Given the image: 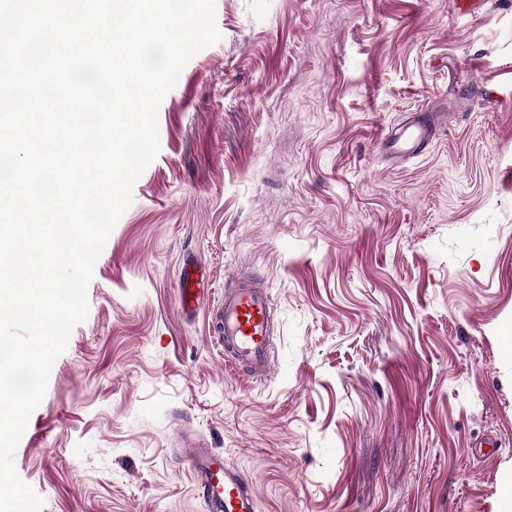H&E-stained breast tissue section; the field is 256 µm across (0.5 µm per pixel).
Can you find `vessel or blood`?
Returning a JSON list of instances; mask_svg holds the SVG:
<instances>
[{"label":"vessel or blood","instance_id":"vessel-or-blood-1","mask_svg":"<svg viewBox=\"0 0 512 512\" xmlns=\"http://www.w3.org/2000/svg\"><path fill=\"white\" fill-rule=\"evenodd\" d=\"M446 118L443 112L411 113L401 125L384 132L380 144L395 162L420 154ZM202 279L198 266L188 265L182 270L184 307L196 306ZM271 314L266 286L252 279L225 288L212 316L214 332L231 361L257 381L270 377L274 369ZM184 455L203 491L206 512H254L253 493L241 471L227 465L220 454L189 439L184 442Z\"/></svg>","mask_w":512,"mask_h":512}]
</instances>
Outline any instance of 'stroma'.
<instances>
[{
    "instance_id": "35a3bbf8",
    "label": "stroma",
    "mask_w": 512,
    "mask_h": 512,
    "mask_svg": "<svg viewBox=\"0 0 512 512\" xmlns=\"http://www.w3.org/2000/svg\"><path fill=\"white\" fill-rule=\"evenodd\" d=\"M215 19L160 104L18 476L42 512H204L187 433L257 512H500L512 0H215ZM437 108L432 144L392 164L381 133ZM187 258L208 273L189 312ZM233 276L276 309L262 382L209 333Z\"/></svg>"
}]
</instances>
